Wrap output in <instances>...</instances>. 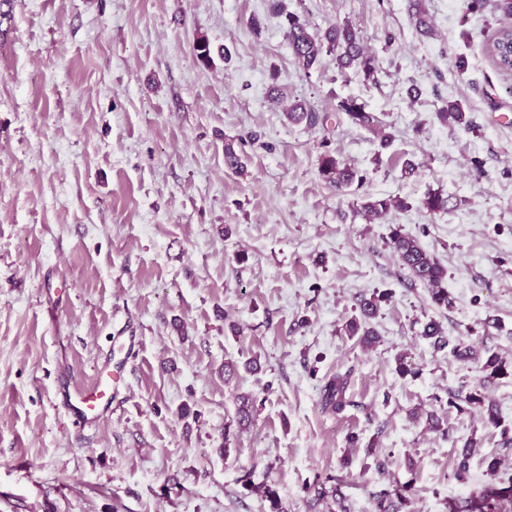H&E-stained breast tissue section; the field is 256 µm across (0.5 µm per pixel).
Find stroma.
<instances>
[{"mask_svg": "<svg viewBox=\"0 0 512 512\" xmlns=\"http://www.w3.org/2000/svg\"><path fill=\"white\" fill-rule=\"evenodd\" d=\"M275 2L313 32L357 27L375 79L332 53L296 68ZM468 3L424 0L426 38L409 0H13L0 21V512H376L397 482L411 485L401 512H448L470 496L453 473L471 437L470 474L498 457L512 475V376L484 381L420 334L433 319L512 363V75L485 53L498 0ZM201 37L230 60L203 65ZM273 85L327 123H288ZM350 97L389 146L337 112ZM453 100L471 129L437 119ZM229 140L245 174L224 164ZM325 153L362 187L325 182ZM431 190L447 212L419 209ZM366 194L411 208L369 223L353 207ZM398 224L447 268L450 306L393 255ZM375 292L367 350L345 324ZM402 352L417 378L397 372ZM252 358L260 370L220 376ZM346 369L348 406L322 413L321 386ZM102 373L99 420L74 424L68 393ZM476 389L500 427L456 408ZM242 393L258 416L228 445ZM430 411L447 433L427 429ZM327 475L339 495L318 496Z\"/></svg>", "mask_w": 512, "mask_h": 512, "instance_id": "35a3bbf8", "label": "stroma"}]
</instances>
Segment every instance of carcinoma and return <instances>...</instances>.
<instances>
[{"label": "carcinoma", "instance_id": "obj_1", "mask_svg": "<svg viewBox=\"0 0 512 512\" xmlns=\"http://www.w3.org/2000/svg\"><path fill=\"white\" fill-rule=\"evenodd\" d=\"M411 12L417 31L427 37L435 35L434 26L429 21L423 0H413ZM283 26L286 28L288 45L291 55L297 66L304 72L320 64L323 53H337L336 61L340 71L355 68L364 74L368 80L374 78L379 64L373 54L364 51L360 31L351 23L332 24L321 34L312 32L306 22L295 14L284 17ZM488 56L495 67L504 73L512 74V24L501 25L492 40L486 46ZM336 110L343 113L349 123L354 126L372 128L382 124L378 116L366 109V105L355 98H343L338 101ZM288 122L293 124L304 123L315 127L326 121V116L316 112L304 101L292 103L285 112ZM438 120L449 126L470 128L471 121L467 117L462 105L458 101H450L437 113ZM244 150H236L234 142L224 143V164L235 171L244 170ZM319 174L323 180L336 185V188H347L352 185L362 186L365 176L358 170L344 164L338 158L324 154L319 159ZM421 207L429 214L442 213L448 210V196L440 191H431L421 201ZM408 208L406 201L400 198L380 197L367 195L356 206V212L368 220L378 219L393 211ZM389 247L396 253L413 278L422 283L428 290L430 300L437 307L450 305L448 297V270L433 255L423 248L413 236L403 232L402 227L392 229L389 236ZM383 295L372 294L362 297L356 304L360 318H353L345 325V331L350 336L360 337V341L370 346L377 342L378 334L366 326V320L377 315ZM421 336L431 340L437 349L451 347L454 356L463 362L474 360L471 349L461 342L451 343L441 324L433 319L423 324ZM480 370L485 373L484 380L490 382L494 379L512 374V364L506 363L495 354L487 356ZM351 372L335 373L330 376L320 391V406L322 411L332 414L343 412L346 407V392L349 387ZM460 401L469 406L486 407V422L494 427L500 426V415L493 404H485V397L478 392H470ZM257 399L249 396L240 397L237 409V428L244 429L249 426L256 411ZM230 423L224 427V448L230 445L236 437L231 430ZM478 442L471 438L464 443V451L457 463L455 477L464 481L468 478L470 458L478 453ZM500 469L499 459L488 461L487 471L493 476L492 482L471 494L469 507L471 512H512V477L503 479L498 476ZM404 501L401 491L383 494L379 503L378 512H396L398 504Z\"/></svg>", "mask_w": 512, "mask_h": 512}]
</instances>
